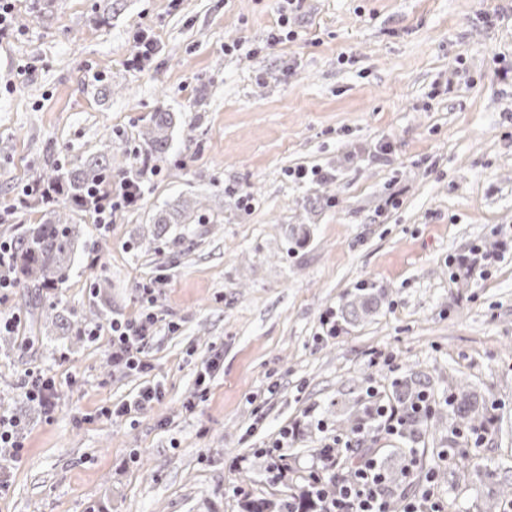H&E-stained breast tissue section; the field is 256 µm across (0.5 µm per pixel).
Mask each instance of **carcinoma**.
Listing matches in <instances>:
<instances>
[{
    "instance_id": "carcinoma-1",
    "label": "carcinoma",
    "mask_w": 512,
    "mask_h": 512,
    "mask_svg": "<svg viewBox=\"0 0 512 512\" xmlns=\"http://www.w3.org/2000/svg\"><path fill=\"white\" fill-rule=\"evenodd\" d=\"M176 126L174 113L159 110L152 113L141 138L146 145L145 156L140 166L125 172L122 181L137 188L142 185L145 169L156 156L165 154ZM112 140H105L101 149L67 163L53 161L47 171L28 183V194L37 198L44 206L42 222L25 228L12 239L14 260L8 276L16 287L44 288L61 287L69 278L77 250L79 234L75 218L95 213L90 194L112 193ZM200 202L178 199L157 209L151 216L153 233L161 235L170 224H198L203 219L199 214ZM379 295L360 290L343 305L344 318L355 323L373 312L378 306ZM39 308L62 328L75 324L71 317L62 314L59 303L51 294L37 296ZM429 381L418 376L405 377L392 385L391 399L406 412L405 423L400 432L403 444L417 443L439 431L443 416L435 413L418 415L411 406L427 392ZM448 433L440 434L438 444L442 448H460L469 443V436L486 434L488 417L483 414L486 404L478 401V395L466 389L462 382L448 389ZM396 464L385 471L388 483L399 485L405 476L403 450H391ZM512 500V490L506 483L498 484L479 505L478 512H501L504 503ZM316 497L311 485L306 483L299 491L286 499L258 497L242 504L243 512H315Z\"/></svg>"
}]
</instances>
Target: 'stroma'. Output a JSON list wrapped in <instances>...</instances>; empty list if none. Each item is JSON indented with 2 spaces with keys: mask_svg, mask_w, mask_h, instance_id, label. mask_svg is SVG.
Wrapping results in <instances>:
<instances>
[{
  "mask_svg": "<svg viewBox=\"0 0 512 512\" xmlns=\"http://www.w3.org/2000/svg\"><path fill=\"white\" fill-rule=\"evenodd\" d=\"M31 2L13 0L0 39V240L40 223L17 198L52 153L111 139L117 177L151 112L178 123L136 206L105 230L83 217L101 263L78 254L55 291L77 317L105 301L104 327L138 317L151 284L149 372L114 365L107 335L61 333L23 289L0 299L21 318L0 335V413L22 422L0 512H239L308 480L368 387L383 401L417 373L436 401L462 378L492 405L479 451L417 447L447 512L486 497L473 469L512 484V0H294L289 41L279 0ZM142 34L157 51L139 69ZM189 195L203 223L154 238L155 209ZM363 283L382 304L328 335L324 315ZM30 370L53 378V414L23 397ZM149 382L162 400L110 416ZM285 427L275 481L262 450Z\"/></svg>",
  "mask_w": 512,
  "mask_h": 512,
  "instance_id": "stroma-1",
  "label": "stroma"
}]
</instances>
